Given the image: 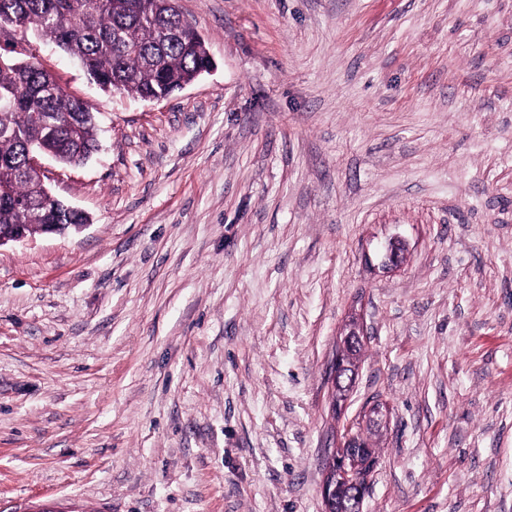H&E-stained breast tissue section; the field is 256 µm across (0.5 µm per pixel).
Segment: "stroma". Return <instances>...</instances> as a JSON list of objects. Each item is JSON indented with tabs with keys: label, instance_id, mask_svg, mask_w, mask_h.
<instances>
[{
	"label": "stroma",
	"instance_id": "obj_1",
	"mask_svg": "<svg viewBox=\"0 0 512 512\" xmlns=\"http://www.w3.org/2000/svg\"><path fill=\"white\" fill-rule=\"evenodd\" d=\"M178 6L215 68L158 101L27 34L100 150L0 247V512H322L376 401L364 512H512V0ZM342 345L336 351V356L332 366V394L336 401V393L342 392L344 400H346L355 387L359 368H354L341 362L343 352L348 348L363 347L366 333L359 323L353 324L350 330L343 335ZM352 369V370H349Z\"/></svg>",
	"mask_w": 512,
	"mask_h": 512
}]
</instances>
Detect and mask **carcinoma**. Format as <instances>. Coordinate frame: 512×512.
I'll use <instances>...</instances> for the list:
<instances>
[{"label":"carcinoma","mask_w":512,"mask_h":512,"mask_svg":"<svg viewBox=\"0 0 512 512\" xmlns=\"http://www.w3.org/2000/svg\"><path fill=\"white\" fill-rule=\"evenodd\" d=\"M177 0H0V23L17 22L76 59L104 91L142 99L169 95L210 64L205 40ZM0 45V225L36 234L43 224H85L83 212L48 198L27 168L36 144L77 164L97 143L92 107L68 94L39 63Z\"/></svg>","instance_id":"obj_1"}]
</instances>
